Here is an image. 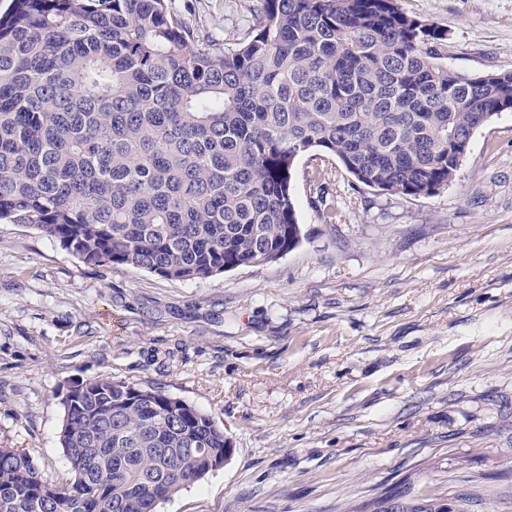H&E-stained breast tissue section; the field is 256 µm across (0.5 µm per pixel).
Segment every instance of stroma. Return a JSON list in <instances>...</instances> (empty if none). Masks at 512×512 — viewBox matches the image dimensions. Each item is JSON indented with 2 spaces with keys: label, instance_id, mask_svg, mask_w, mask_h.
<instances>
[{
  "label": "stroma",
  "instance_id": "1",
  "mask_svg": "<svg viewBox=\"0 0 512 512\" xmlns=\"http://www.w3.org/2000/svg\"><path fill=\"white\" fill-rule=\"evenodd\" d=\"M445 28L449 67L512 70V0H398ZM234 44L243 0H170ZM297 159L306 240L203 281L89 266L0 223V447L66 478L61 400L94 378L210 415L234 453L157 512H350L404 478L454 497L512 470V111L477 129L454 181L410 198L348 181L323 223Z\"/></svg>",
  "mask_w": 512,
  "mask_h": 512
}]
</instances>
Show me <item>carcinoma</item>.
I'll use <instances>...</instances> for the list:
<instances>
[{
	"label": "carcinoma",
	"mask_w": 512,
	"mask_h": 512,
	"mask_svg": "<svg viewBox=\"0 0 512 512\" xmlns=\"http://www.w3.org/2000/svg\"><path fill=\"white\" fill-rule=\"evenodd\" d=\"M229 46L168 0H12L0 15V222L89 266L206 280L273 262L303 233L294 161L334 159L366 187L431 196L473 133L512 110V71L460 74L447 32L396 0H246ZM322 220L342 212L311 180ZM69 479L0 448V512H155L230 459L224 430L162 391L87 379L63 397ZM445 512L404 480L370 512Z\"/></svg>",
	"instance_id": "cac0c4a2"
}]
</instances>
